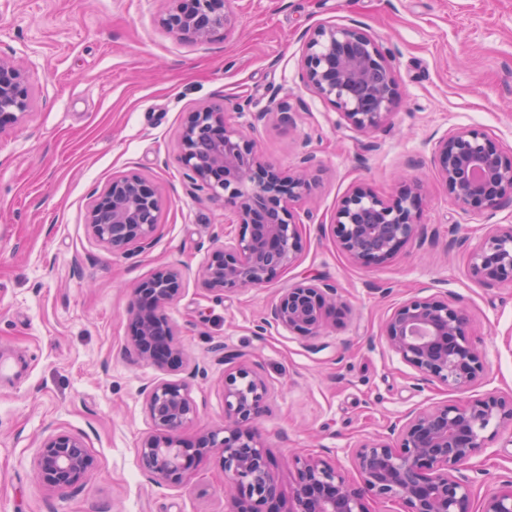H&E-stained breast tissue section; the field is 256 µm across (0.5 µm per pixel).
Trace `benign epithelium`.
I'll return each instance as SVG.
<instances>
[{
  "label": "benign epithelium",
  "mask_w": 512,
  "mask_h": 512,
  "mask_svg": "<svg viewBox=\"0 0 512 512\" xmlns=\"http://www.w3.org/2000/svg\"><path fill=\"white\" fill-rule=\"evenodd\" d=\"M168 2L164 24L178 37L206 43L230 25L226 0ZM301 78L357 130L379 128L398 100L390 58L355 23L314 31L302 55ZM33 101L32 76L0 56V135L21 121ZM179 162L190 184L224 200L242 228L234 244L216 246L201 265L198 280L204 290L224 296L262 288L296 261L301 234L293 206L311 194L316 172L306 168L285 177L264 165L247 128L229 123L224 108L210 102L188 113ZM432 163L448 198L465 214L512 206V157L483 131H449L436 143ZM422 196L417 182L406 184L392 200L367 187L355 188L331 221L335 243L356 264L385 261L419 234ZM162 206L148 178L134 171L117 175L92 201L89 234L114 252L144 251L155 240V217ZM469 266L487 287L512 284V224L490 225L470 249ZM182 284L181 271L165 267L135 290L129 353L160 370L186 365L166 313ZM338 304L334 289L305 278L281 292L266 324L315 337ZM381 336L425 380L464 388L483 371L465 309L436 296L404 301L386 320ZM144 392L154 432L137 448L143 469L158 485H178L200 461L215 456L227 480L230 512H368L367 501L376 499L400 501L406 512H474L465 471L500 431H512V395L488 393L463 405L418 409L389 425L387 435L354 449L358 482L319 456L296 457V486L292 500L286 501L253 428L265 411L266 383L251 367L240 364L224 373V425L193 441L179 436L197 416L188 384L157 380ZM95 468L83 438L71 433L44 439L33 462L36 480L56 490L81 486ZM481 512H512V485L487 492Z\"/></svg>",
  "instance_id": "1"
}]
</instances>
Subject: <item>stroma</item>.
I'll use <instances>...</instances> for the list:
<instances>
[{
  "mask_svg": "<svg viewBox=\"0 0 512 512\" xmlns=\"http://www.w3.org/2000/svg\"><path fill=\"white\" fill-rule=\"evenodd\" d=\"M167 0H0V55L32 72L35 102L0 135V512H226L215 458L177 486L155 484L137 455L153 431L142 388L188 381L193 439L224 422V357L237 355L267 385L255 429L280 492L291 499L294 455H313L357 479L352 450L409 411L512 394V285L471 275L469 248L512 207L462 213L431 162L439 138L476 127L512 155V0H230L232 23L212 41L173 36ZM359 24L394 66L399 101L370 132L301 80L303 45L319 24ZM214 101L254 123L263 161L283 174L321 168L314 197L297 206L302 250L266 287L214 297L196 280L211 250L240 226L222 201L192 190L178 161L188 112ZM290 103L292 124L269 119ZM266 120H256V113ZM136 171L163 200L153 246L123 256L88 233L94 191ZM424 187L422 233L390 259L351 262L329 224L356 186L395 197L403 177ZM183 273L167 309L189 370L162 371L128 352L136 285L166 266ZM335 287L350 310L303 338L264 318L303 277ZM438 296L464 305L484 366L464 390L423 380L389 350L382 326L403 301ZM83 437L96 460L82 488L53 490L33 476L47 437ZM473 495L512 480V443L477 456Z\"/></svg>",
  "mask_w": 512,
  "mask_h": 512,
  "instance_id": "stroma-1",
  "label": "stroma"
}]
</instances>
